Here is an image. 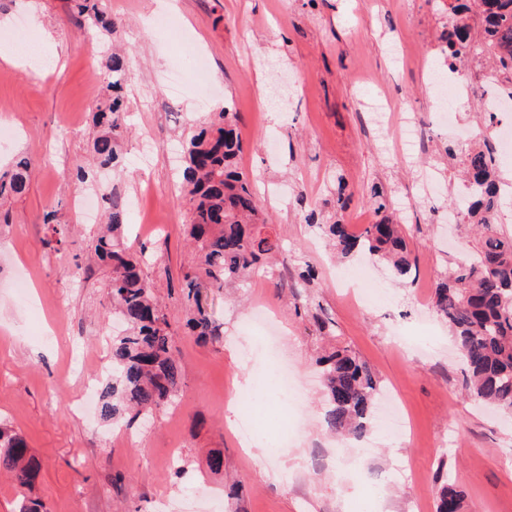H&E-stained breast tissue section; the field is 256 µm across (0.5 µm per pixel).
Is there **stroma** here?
Here are the masks:
<instances>
[{
    "label": "stroma",
    "instance_id": "obj_1",
    "mask_svg": "<svg viewBox=\"0 0 512 512\" xmlns=\"http://www.w3.org/2000/svg\"><path fill=\"white\" fill-rule=\"evenodd\" d=\"M448 0H176L170 28L143 26L159 0H102L113 31L78 26L73 0H0V52L13 49L18 20L49 32L42 66L0 62V124L16 135L0 164L26 153L36 162L25 191L0 202V421L23 435L42 463L34 493L46 512H436L442 474L463 496V512H512V424L468 398L464 366L447 324L432 309L446 270L475 244L474 228L447 220L460 156L457 128L434 123L424 60L449 67L439 50ZM129 51V130L114 166L93 165L92 112L105 93L112 46ZM470 87L460 125L479 131L484 60L457 63ZM378 96L410 111L423 131L414 163L401 164L393 129L376 126L361 102ZM238 115L239 168L258 186V205L284 243L289 274L313 268L310 293L337 336L376 373L412 429L403 439L370 426L352 445L323 424L320 342L295 316L290 289L263 275L202 301L224 325L204 346L184 327V272L197 261L186 239L188 205L177 149L219 104ZM441 191L422 193L421 171ZM351 191L338 209L337 187ZM390 199L416 262L407 283L376 261H331L304 208L321 223L343 216L360 230L375 223L372 187ZM113 192L130 224L126 243L166 314L182 369L173 407L131 426L84 414L77 401L108 368L112 323L109 270L88 264L97 220L81 209L89 193ZM411 205L401 208V198ZM69 225L56 238L43 216ZM368 289L369 305L346 301L347 283ZM273 306L277 352L301 390L284 398L267 380L272 352L243 331L253 302ZM272 418L244 448L224 410L235 383ZM287 430L291 455L271 447ZM221 456L223 468L209 462Z\"/></svg>",
    "mask_w": 512,
    "mask_h": 512
}]
</instances>
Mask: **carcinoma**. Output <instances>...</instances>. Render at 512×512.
Here are the masks:
<instances>
[{
    "mask_svg": "<svg viewBox=\"0 0 512 512\" xmlns=\"http://www.w3.org/2000/svg\"><path fill=\"white\" fill-rule=\"evenodd\" d=\"M78 23L109 28L99 0H79ZM480 40L471 38L473 29ZM441 51L454 64L472 54L489 56L494 71L512 74V0H448L440 35ZM108 95L93 110V154L102 167L118 158L128 131L122 92L127 60L112 54L105 66ZM237 115L221 112L218 119L192 131L184 146L182 191L189 203L186 233L198 256L183 276L190 317L186 328L203 344L223 342V324L201 301L202 289L224 291L229 283L255 274L275 275L271 259L282 248L266 231L269 218L261 212L253 182L238 168L243 146ZM34 160L18 156L0 167V201L23 193ZM464 179L473 193L454 203L453 210L482 228L477 245L467 250L433 293L436 312L448 323L468 372V395L512 416V237L496 228L502 204L495 149L489 143L464 155ZM127 210L117 196L107 199L104 231L92 239L98 261L110 269L112 315L123 325L112 337L109 358L112 375L99 383V413L105 420L131 423L175 403L182 370L175 357L174 337L152 284L135 254L124 246ZM317 228L332 240L342 257L367 252L387 263L398 281L414 264L401 225L384 218L357 233L338 219ZM310 269L300 273L293 288L305 303L294 306L311 316L319 331L328 329L324 308L307 295ZM326 388L324 424L347 439L365 435L373 413L379 380L371 367L345 347L322 354ZM40 462L24 438L0 423V475L19 490H31ZM462 494L448 484L437 512H461Z\"/></svg>",
    "mask_w": 512,
    "mask_h": 512,
    "instance_id": "carcinoma-1",
    "label": "carcinoma"
}]
</instances>
